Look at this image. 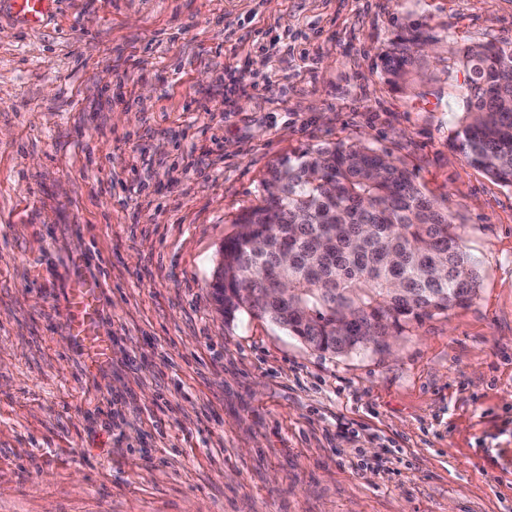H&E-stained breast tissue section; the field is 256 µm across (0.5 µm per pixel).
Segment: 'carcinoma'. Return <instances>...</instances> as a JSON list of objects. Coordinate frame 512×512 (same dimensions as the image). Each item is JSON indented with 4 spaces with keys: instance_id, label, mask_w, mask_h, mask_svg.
Here are the masks:
<instances>
[{
    "instance_id": "obj_1",
    "label": "carcinoma",
    "mask_w": 512,
    "mask_h": 512,
    "mask_svg": "<svg viewBox=\"0 0 512 512\" xmlns=\"http://www.w3.org/2000/svg\"><path fill=\"white\" fill-rule=\"evenodd\" d=\"M467 98L453 142L467 162L512 186V52L492 43L458 51ZM413 57H391L406 80ZM266 194L224 239V321L248 310L320 353L386 349L385 338L471 301L475 263L448 209L414 175L365 145L321 147L285 158ZM252 299L237 296L240 283ZM288 289V301L272 300Z\"/></svg>"
}]
</instances>
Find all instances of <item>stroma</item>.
Segmentation results:
<instances>
[{"instance_id": "obj_1", "label": "stroma", "mask_w": 512, "mask_h": 512, "mask_svg": "<svg viewBox=\"0 0 512 512\" xmlns=\"http://www.w3.org/2000/svg\"><path fill=\"white\" fill-rule=\"evenodd\" d=\"M486 43L512 47V0H55L33 30L0 0V512H512V187L451 140L457 51ZM327 144L405 166L480 271L382 353L212 295L272 165ZM101 301V290L96 284L78 280L71 288L70 305L74 315L69 325L70 334L96 361L103 359L108 350L107 339L93 332Z\"/></svg>"}]
</instances>
